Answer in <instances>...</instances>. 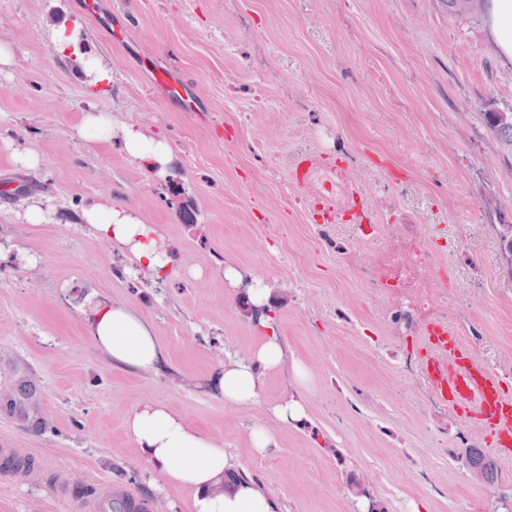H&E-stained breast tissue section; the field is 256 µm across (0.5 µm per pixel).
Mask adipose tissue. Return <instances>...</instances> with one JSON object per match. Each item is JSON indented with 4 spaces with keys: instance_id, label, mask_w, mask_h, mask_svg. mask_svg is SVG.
I'll list each match as a JSON object with an SVG mask.
<instances>
[{
    "instance_id": "obj_1",
    "label": "adipose tissue",
    "mask_w": 512,
    "mask_h": 512,
    "mask_svg": "<svg viewBox=\"0 0 512 512\" xmlns=\"http://www.w3.org/2000/svg\"><path fill=\"white\" fill-rule=\"evenodd\" d=\"M124 148L132 162L159 176L172 155L167 142L131 129L124 134ZM80 220L118 246L130 266L158 271L171 261L160 226L124 206L90 202L82 207ZM89 334L113 363L129 369L151 370L160 354L150 327L123 303L95 308ZM282 357L279 337L269 335L248 360L226 363L220 380L225 403L255 402L264 373L276 370ZM125 427L151 473L189 491L188 512H284L279 498L262 484L241 478L245 465L237 455L218 447L167 405L151 402L136 407L127 415Z\"/></svg>"
}]
</instances>
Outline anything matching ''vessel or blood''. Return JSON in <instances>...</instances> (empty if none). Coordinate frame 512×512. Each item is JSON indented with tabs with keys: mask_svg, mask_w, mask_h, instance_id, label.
Segmentation results:
<instances>
[{
	"mask_svg": "<svg viewBox=\"0 0 512 512\" xmlns=\"http://www.w3.org/2000/svg\"><path fill=\"white\" fill-rule=\"evenodd\" d=\"M422 376L436 398L463 419L477 420L496 435L495 451L512 455V394L458 337L439 321L421 331Z\"/></svg>",
	"mask_w": 512,
	"mask_h": 512,
	"instance_id": "b4317fda",
	"label": "vessel or blood"
}]
</instances>
